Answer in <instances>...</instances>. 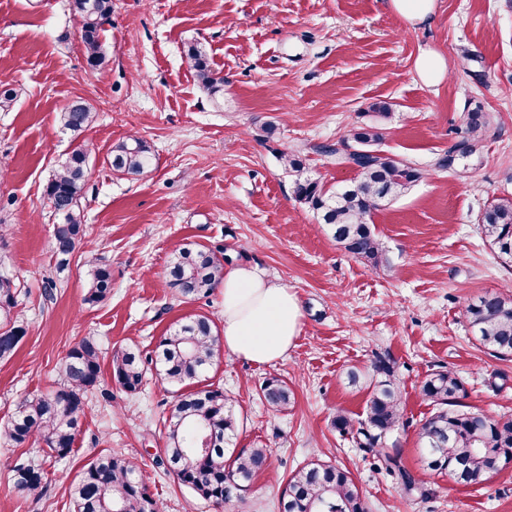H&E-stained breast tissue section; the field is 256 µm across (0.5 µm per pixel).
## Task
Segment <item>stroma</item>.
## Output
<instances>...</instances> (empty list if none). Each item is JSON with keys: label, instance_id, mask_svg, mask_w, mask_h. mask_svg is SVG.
Instances as JSON below:
<instances>
[{"label": "stroma", "instance_id": "35a3bbf8", "mask_svg": "<svg viewBox=\"0 0 512 512\" xmlns=\"http://www.w3.org/2000/svg\"><path fill=\"white\" fill-rule=\"evenodd\" d=\"M72 4L0 0V83L17 92L0 112V273L17 286L26 329L0 360V512H72L71 484L108 452L135 459L163 512H279L288 477L315 460L350 471L368 512H512V467L462 486L424 470L417 438L431 411L421 384L435 370L464 380L463 409L512 417V359L480 347L461 314L481 294H512V270L478 229L489 204L512 199V0H435L417 27L389 0H113L98 71L84 60ZM192 44L224 79L216 96L184 59ZM425 52L444 57L445 80L420 78ZM80 99L97 119L76 136L57 114ZM379 102L389 117L373 111ZM470 112L488 118L473 145ZM366 125L383 128L382 151L422 173L372 217L384 253L376 267L318 224L280 159L298 153L329 186L350 180L355 170L325 149ZM131 134L147 142L153 166L119 179L107 155ZM81 141L92 150L85 238L60 271L45 188ZM189 243L223 252L225 266L259 268L299 301L300 333L284 358L254 364L226 352L209 371L236 402L237 448L271 449L266 468L216 510L166 468L161 420L171 394L153 378L132 395L106 380L73 452L48 463L46 492L18 491L8 466L42 455L12 447L3 430L21 399L57 386L73 345L90 338L106 357L124 347L148 356L181 318L222 319L221 292L185 303L166 285L173 252ZM100 261L112 269V292L91 304L86 283ZM379 356L393 363L402 393L406 424L387 446L397 471L333 425L340 412L362 418ZM273 376L294 392L282 412L260 398Z\"/></svg>", "mask_w": 512, "mask_h": 512}]
</instances>
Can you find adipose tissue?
I'll use <instances>...</instances> for the list:
<instances>
[{"label":"adipose tissue","mask_w":512,"mask_h":512,"mask_svg":"<svg viewBox=\"0 0 512 512\" xmlns=\"http://www.w3.org/2000/svg\"><path fill=\"white\" fill-rule=\"evenodd\" d=\"M221 290L225 349L257 364L280 360L300 332L301 309L295 293L250 266L225 269Z\"/></svg>","instance_id":"ef3b65f1"}]
</instances>
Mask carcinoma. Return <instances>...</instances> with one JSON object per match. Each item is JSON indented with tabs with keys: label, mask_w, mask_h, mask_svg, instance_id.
<instances>
[{
	"label": "carcinoma",
	"mask_w": 512,
	"mask_h": 512,
	"mask_svg": "<svg viewBox=\"0 0 512 512\" xmlns=\"http://www.w3.org/2000/svg\"><path fill=\"white\" fill-rule=\"evenodd\" d=\"M81 18L80 39L87 66L99 69L105 60L102 34L112 25V0H74ZM188 65L199 86L216 95L224 78L210 67L207 55L197 45L188 47ZM93 107L76 100L58 113L60 125L76 134L95 121ZM487 124L482 112L466 117V132L481 136ZM352 137L368 148L383 140L376 126L363 127ZM89 145H77L49 179L46 196L58 222L53 229V251L57 269H64L69 257L85 236L81 191L90 169ZM294 174L293 193L308 205L319 223L331 226L336 242L353 257L377 266L382 262L381 243L370 224L371 217L386 203L404 195L421 178V173L404 164L398 168L375 158L357 162V178L335 189L304 173L302 159L293 153L281 155ZM109 164L118 177L139 176L152 164L146 142L129 135L112 146ZM479 229L507 265L512 263V200L502 199L488 206ZM168 287L185 302L213 292L224 281V257L196 245L175 252L170 261ZM112 290V270L96 264L90 274L85 300L98 303ZM14 281L0 275V359L13 355L25 331L16 312ZM463 317L479 345L498 357H512V297L486 293L463 307ZM223 348L220 329L205 313L185 317L170 333L160 337L155 361L137 348L112 352L111 379L129 393L145 383L148 364L162 384L174 389V401L163 420L165 457L178 482L198 497L220 505L232 490L244 491L263 470L271 456L269 448L241 449L227 454L238 426L235 402L224 389L203 384L213 360ZM364 417L353 425L339 412L334 426L341 432L356 431L358 444L390 465L395 459L385 452L392 433L402 424L401 390L390 360L372 363ZM101 351L89 339L76 343L61 366L60 385L45 394L21 400L8 422L5 436L13 446L43 445V456L56 461L72 451L81 420L88 405V393L101 384ZM432 411L418 428L422 462L432 474L446 473L461 485H477L512 466V419H495L475 411L456 409L464 397L461 379L448 370L429 373L421 386ZM288 383L271 377L261 387V399L273 410L291 403ZM14 485L27 493H41L48 485L40 465L17 463L11 468ZM73 512H162L159 501L140 481L135 462L117 454H103L83 467L70 488ZM279 512H366L361 491L351 474L324 462L310 463L292 473L279 501Z\"/></svg>",
	"instance_id": "obj_1"
}]
</instances>
